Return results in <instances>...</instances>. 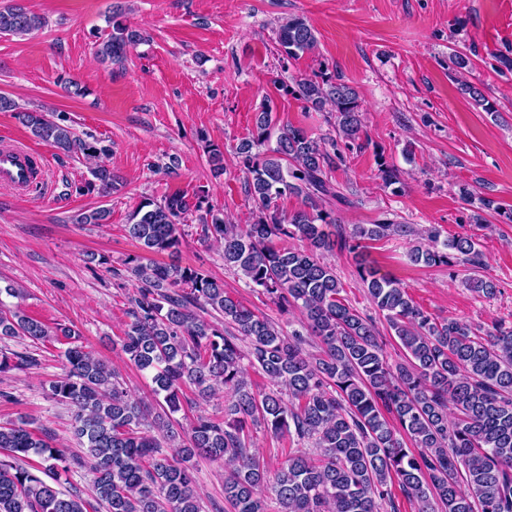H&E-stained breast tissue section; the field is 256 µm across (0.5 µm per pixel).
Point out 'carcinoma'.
Segmentation results:
<instances>
[{
	"label": "carcinoma",
	"mask_w": 512,
	"mask_h": 512,
	"mask_svg": "<svg viewBox=\"0 0 512 512\" xmlns=\"http://www.w3.org/2000/svg\"><path fill=\"white\" fill-rule=\"evenodd\" d=\"M96 43L104 63L123 61L141 41L138 31L116 17ZM44 26L42 17L17 0L0 9V33L25 36ZM278 43L290 59L312 51L314 29L302 16L280 27ZM285 94L327 114L344 141L324 143L301 128L284 126L276 148L254 151L271 137L275 105L265 99L256 135L240 144L244 191L257 210L250 224H233L202 191L189 201L174 193L160 203L145 201L125 225L127 235L149 252L179 251L181 225L193 214L202 236L224 247V265L240 271L280 311L296 310L315 341L284 333L264 314L224 291L204 270L179 263L126 260L138 282L130 299L120 351L150 379L162 412L133 395L118 372L76 340L67 327L49 329L0 299V340H66L65 374L49 384L52 398L73 411L74 435L85 449L98 504L106 512H201L191 461H224V503L231 512H399L392 486L417 504L416 512H512V327L495 325L484 335L453 318L437 319L409 296L397 280L378 275L363 259L365 241L409 237L407 224L385 220L347 231L322 208L335 190L328 171L345 162L344 151L360 138L362 112L356 89L325 73L280 83ZM33 135L63 152L80 150L97 159L108 148L77 138L68 125L42 112L19 113ZM380 177L400 191V174L385 163ZM86 187L112 195L119 177L104 165L91 171ZM302 198L304 208L280 211L284 196ZM110 210L78 215L80 224H105ZM411 245L408 258L427 266L481 265L482 253L468 236ZM304 242L290 247L288 240ZM351 255L371 302L384 313L400 341L404 360L388 362L373 318L341 297L343 287L324 254ZM211 308L217 325L197 309ZM274 387L256 390L245 379L243 360ZM40 365L33 354L3 353L0 372ZM224 386V417L198 415L180 436L174 414L191 404L186 391L205 400ZM262 424L276 436L312 440L320 459L299 451L268 477L256 457L251 427ZM45 431L24 422L0 424V512H88L78 493L56 488L81 464L65 448L49 443ZM45 463L37 474L23 465L30 455ZM49 480H44V477Z\"/></svg>",
	"instance_id": "obj_1"
}]
</instances>
